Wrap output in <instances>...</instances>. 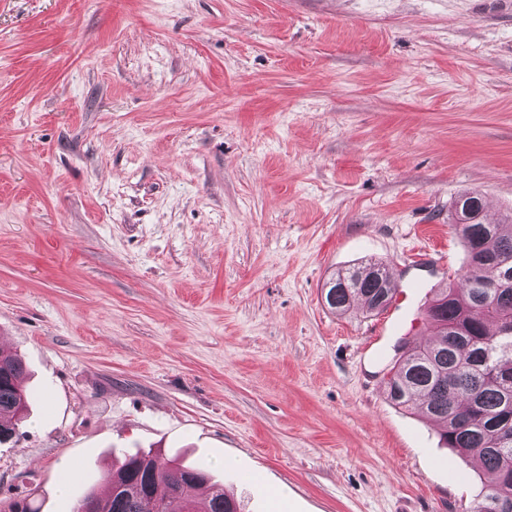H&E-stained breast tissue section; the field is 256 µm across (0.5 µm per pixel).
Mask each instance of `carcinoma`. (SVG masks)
Returning a JSON list of instances; mask_svg holds the SVG:
<instances>
[{
    "label": "carcinoma",
    "instance_id": "obj_1",
    "mask_svg": "<svg viewBox=\"0 0 512 512\" xmlns=\"http://www.w3.org/2000/svg\"><path fill=\"white\" fill-rule=\"evenodd\" d=\"M450 226L466 252L458 282L437 291L427 317L435 333L424 342L400 347L385 380L387 399L418 409L441 428V438L461 458L482 468L474 512H512V215L500 223L485 220L476 191L452 206ZM494 282L488 297L481 284ZM325 302L338 313L358 305L383 311L396 285L387 265L369 261L341 270L325 284ZM18 354L0 347V443L22 422L30 393L21 384ZM111 492L81 495L74 512H239L224 486L195 467L176 466L160 455L136 452L107 472Z\"/></svg>",
    "mask_w": 512,
    "mask_h": 512
}]
</instances>
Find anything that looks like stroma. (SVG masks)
<instances>
[{"mask_svg":"<svg viewBox=\"0 0 512 512\" xmlns=\"http://www.w3.org/2000/svg\"><path fill=\"white\" fill-rule=\"evenodd\" d=\"M512 212V0H0V345L29 416L0 512H73L127 452L241 512H472L390 403L400 346ZM385 261L380 313L324 302Z\"/></svg>","mask_w":512,"mask_h":512,"instance_id":"1","label":"stroma"}]
</instances>
